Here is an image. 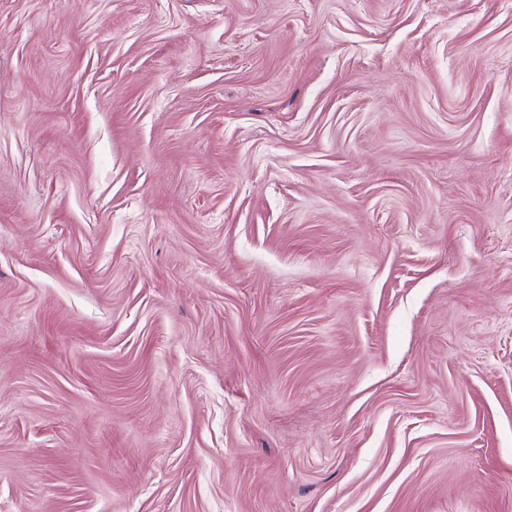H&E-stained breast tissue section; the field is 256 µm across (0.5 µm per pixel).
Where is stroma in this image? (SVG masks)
I'll use <instances>...</instances> for the list:
<instances>
[{"label":"stroma","instance_id":"1","mask_svg":"<svg viewBox=\"0 0 512 512\" xmlns=\"http://www.w3.org/2000/svg\"><path fill=\"white\" fill-rule=\"evenodd\" d=\"M0 512H512V0H0Z\"/></svg>","mask_w":512,"mask_h":512}]
</instances>
